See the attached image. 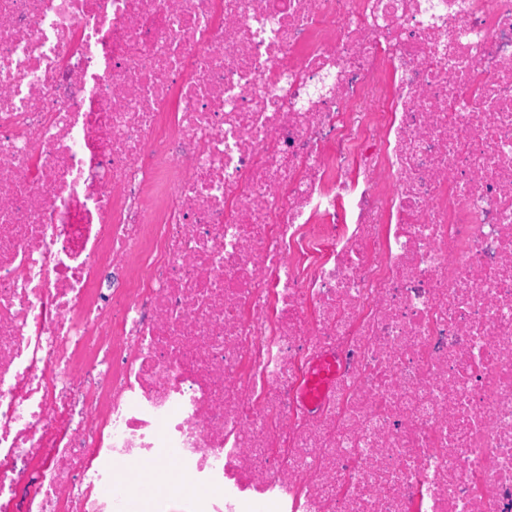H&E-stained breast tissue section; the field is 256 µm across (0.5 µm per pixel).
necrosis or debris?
I'll list each match as a JSON object with an SVG mask.
<instances>
[{
	"label": "necrosis or debris",
	"mask_w": 512,
	"mask_h": 512,
	"mask_svg": "<svg viewBox=\"0 0 512 512\" xmlns=\"http://www.w3.org/2000/svg\"><path fill=\"white\" fill-rule=\"evenodd\" d=\"M121 486L512 512V0H0V512Z\"/></svg>",
	"instance_id": "necrosis-or-debris-1"
}]
</instances>
